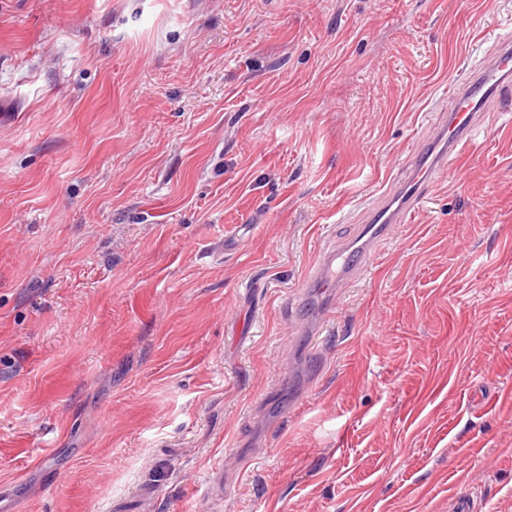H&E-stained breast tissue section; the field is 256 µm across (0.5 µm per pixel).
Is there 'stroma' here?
Returning a JSON list of instances; mask_svg holds the SVG:
<instances>
[{
  "mask_svg": "<svg viewBox=\"0 0 512 512\" xmlns=\"http://www.w3.org/2000/svg\"><path fill=\"white\" fill-rule=\"evenodd\" d=\"M505 34L512 0H0V512H512V111L311 285ZM353 252L347 250H338L335 252H326L317 259V276L321 282L323 292H333L334 288H340L341 285L352 275L363 269L371 260L372 253L359 254L362 259L361 265L349 261Z\"/></svg>",
  "mask_w": 512,
  "mask_h": 512,
  "instance_id": "35a3bbf8",
  "label": "stroma"
}]
</instances>
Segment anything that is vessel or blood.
Returning a JSON list of instances; mask_svg holds the SVG:
<instances>
[{
	"instance_id": "vessel-or-blood-1",
	"label": "vessel or blood",
	"mask_w": 512,
	"mask_h": 512,
	"mask_svg": "<svg viewBox=\"0 0 512 512\" xmlns=\"http://www.w3.org/2000/svg\"><path fill=\"white\" fill-rule=\"evenodd\" d=\"M452 107L447 119L435 130L431 147L411 159L407 179L389 189L368 212L375 237L386 236L391 225L404 223L417 203L426 198L449 157L459 153L484 123L491 104L512 105V37L499 41L491 60L470 70L453 86ZM359 264V263H358ZM358 264L346 250L326 252L317 259V276L323 288L334 290L357 273Z\"/></svg>"
}]
</instances>
